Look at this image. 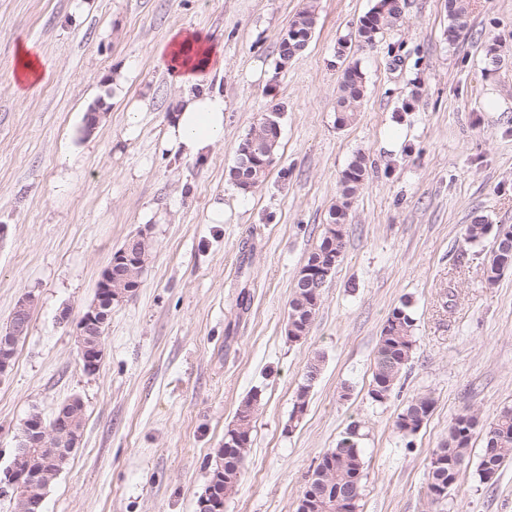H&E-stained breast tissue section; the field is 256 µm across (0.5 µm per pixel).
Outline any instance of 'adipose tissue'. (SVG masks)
Here are the masks:
<instances>
[{
  "mask_svg": "<svg viewBox=\"0 0 512 512\" xmlns=\"http://www.w3.org/2000/svg\"><path fill=\"white\" fill-rule=\"evenodd\" d=\"M161 56L169 79L178 85L180 93L173 102L160 146L173 157H205L224 137V97L207 85L210 73L224 64L223 50L195 30L177 29ZM48 75L49 68L39 49L28 41L19 44L16 63L9 73L13 89L26 93L42 84ZM135 77V70L124 66L108 79L113 96L126 105L127 119L122 132L126 140L138 136L142 119L152 107L149 93L128 96L127 90Z\"/></svg>",
  "mask_w": 512,
  "mask_h": 512,
  "instance_id": "1",
  "label": "adipose tissue"
}]
</instances>
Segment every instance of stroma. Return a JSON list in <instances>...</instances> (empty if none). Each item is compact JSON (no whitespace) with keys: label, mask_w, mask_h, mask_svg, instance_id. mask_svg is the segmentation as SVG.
<instances>
[{"label":"stroma","mask_w":512,"mask_h":512,"mask_svg":"<svg viewBox=\"0 0 512 512\" xmlns=\"http://www.w3.org/2000/svg\"><path fill=\"white\" fill-rule=\"evenodd\" d=\"M376 2L317 0L307 49L283 66L279 44L307 0H0V328L21 297H35L0 377V472L31 414L52 418L74 396L85 410L44 512H198L206 459L251 396L253 442L224 512H296L320 457L354 420L365 461L358 512H512V462L494 481L477 475L485 430L512 404V270L488 283L492 238L462 241L474 220L512 224V0H471L470 25L453 42L448 0H405L396 27L365 46L354 31ZM176 28L224 47V68L209 78L226 104L224 139L202 159L159 149L179 93L159 51ZM25 41L50 74L20 96L8 74ZM352 63L366 95L340 128L336 97ZM124 65L139 74L130 93L154 99L132 143L121 139L122 102L105 100L108 72ZM273 110L275 162L260 187L241 192L229 177L238 145ZM359 153L369 173L344 257L308 336L289 342L295 277ZM215 200L220 224L206 221ZM141 230L152 255L136 293L113 305L105 356L87 373L77 324L102 270ZM404 299L416 345L380 404L369 395L374 350ZM314 356L321 372L294 425ZM420 394L434 410L402 436L396 416ZM469 412L479 424L467 467L431 503V453ZM321 362L322 360H320V357H314L313 359L311 358L307 360L304 366L302 382L298 386L295 395L290 422L296 420V423H298L300 416L303 414L307 405L309 390L321 371Z\"/></svg>","instance_id":"obj_1"}]
</instances>
